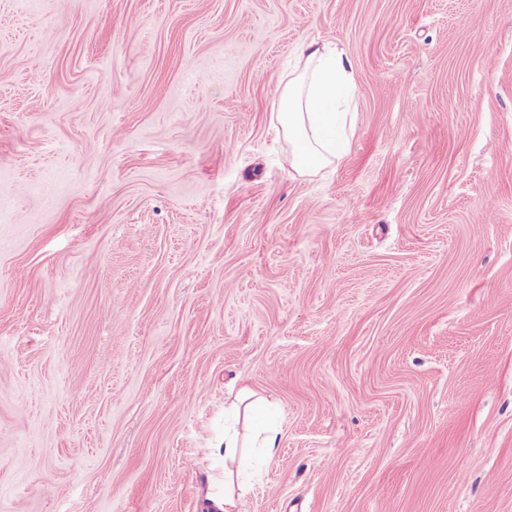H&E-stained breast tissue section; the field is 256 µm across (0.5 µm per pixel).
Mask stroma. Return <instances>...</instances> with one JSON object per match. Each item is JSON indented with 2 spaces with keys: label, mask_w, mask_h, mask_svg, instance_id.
Wrapping results in <instances>:
<instances>
[{
  "label": "stroma",
  "mask_w": 512,
  "mask_h": 512,
  "mask_svg": "<svg viewBox=\"0 0 512 512\" xmlns=\"http://www.w3.org/2000/svg\"><path fill=\"white\" fill-rule=\"evenodd\" d=\"M247 395L246 512H512V0H0V512H208ZM299 57L300 65L282 90L277 119L295 168L315 173L346 152L347 142L336 140V128L353 99L354 76L346 52L337 45L305 43ZM249 419L254 439L260 443V448H265L268 456H273L276 451L278 426L271 421H265L260 414L255 412L249 416Z\"/></svg>",
  "instance_id": "stroma-1"
}]
</instances>
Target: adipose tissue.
Instances as JSON below:
<instances>
[{
    "instance_id": "obj_1",
    "label": "adipose tissue",
    "mask_w": 512,
    "mask_h": 512,
    "mask_svg": "<svg viewBox=\"0 0 512 512\" xmlns=\"http://www.w3.org/2000/svg\"><path fill=\"white\" fill-rule=\"evenodd\" d=\"M299 57L282 90L277 119L295 168L315 173L346 152L336 128L353 99L354 76L346 52L338 46L309 42L301 46ZM244 446L236 429H225L224 458L232 467L213 478L208 500L216 512H234L245 498L246 487L233 480L234 469L250 466Z\"/></svg>"
}]
</instances>
